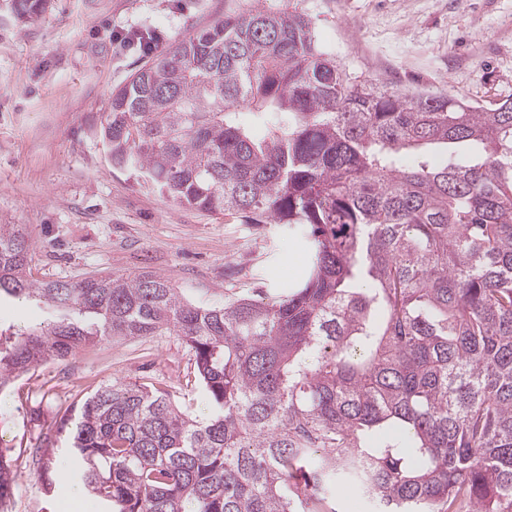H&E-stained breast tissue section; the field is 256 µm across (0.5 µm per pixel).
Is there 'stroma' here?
<instances>
[{"mask_svg": "<svg viewBox=\"0 0 512 512\" xmlns=\"http://www.w3.org/2000/svg\"><path fill=\"white\" fill-rule=\"evenodd\" d=\"M309 9L320 42L353 71L398 88H429L485 104L512 92V0H280ZM0 0V224L34 243L32 275L156 271L191 301L220 306L308 275L280 224H245L178 205L114 167L97 133L113 89L146 57L134 40L171 46L224 16V0H50L21 21ZM49 307L0 298V332L37 326ZM120 381L169 389L203 419L210 405L178 336L96 342L32 369L0 391V448L11 449L12 512H39L44 447L63 454L62 416Z\"/></svg>", "mask_w": 512, "mask_h": 512, "instance_id": "1", "label": "stroma"}]
</instances>
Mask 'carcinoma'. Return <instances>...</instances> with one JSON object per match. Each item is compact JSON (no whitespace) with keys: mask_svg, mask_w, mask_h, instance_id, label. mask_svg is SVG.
Instances as JSON below:
<instances>
[{"mask_svg":"<svg viewBox=\"0 0 512 512\" xmlns=\"http://www.w3.org/2000/svg\"><path fill=\"white\" fill-rule=\"evenodd\" d=\"M100 134L182 206L288 225L310 268L202 306L145 269L37 282L30 237L0 224V296L55 312L0 346V388L116 337L167 330L194 353L210 419L113 382L60 422L110 512H337L348 493L512 512V94L395 89L322 48L308 10L224 0L112 91ZM14 485L1 450L0 512Z\"/></svg>","mask_w":512,"mask_h":512,"instance_id":"cac0c4a2","label":"carcinoma"}]
</instances>
